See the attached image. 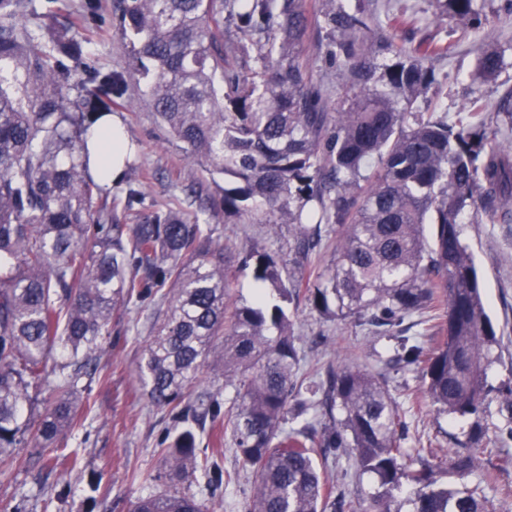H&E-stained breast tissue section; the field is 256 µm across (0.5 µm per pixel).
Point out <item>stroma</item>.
Returning <instances> with one entry per match:
<instances>
[{
    "label": "stroma",
    "mask_w": 512,
    "mask_h": 512,
    "mask_svg": "<svg viewBox=\"0 0 512 512\" xmlns=\"http://www.w3.org/2000/svg\"><path fill=\"white\" fill-rule=\"evenodd\" d=\"M485 24L468 36H460L452 24L432 21L404 29L406 45L429 39L451 44L443 63L448 78L437 90L438 98L449 111L463 109L469 99L467 73L473 68L480 44L494 45L505 53L506 65L495 80L482 84V99L492 125L506 121L499 112L501 97L512 90V0H478ZM89 57L100 66H128V51L117 29L105 36L86 35ZM125 128L135 149L134 167L128 176L141 179L146 201L183 203L188 187L220 196L223 181L197 164L187 162L182 145L163 128L137 80H130L122 99L112 109ZM213 235L236 256L258 247L269 253L288 252V231L270 232L264 224H240L223 212L209 214ZM462 236L469 244L483 287L487 312L497 332V357L488 370V382L494 389L512 386V222L508 224H466ZM153 307L120 313L110 325L99 353L102 368L91 384L76 426L64 443L77 450L80 466L68 470L58 466L54 472L41 470L39 463L16 470L0 481V512H127L128 503L139 495L164 493L172 489L205 500L211 512H245L253 493V479L243 469L232 444H225L220 461L231 479L220 488L209 489L204 479L193 477L174 484L163 478L160 454L164 438L176 433L167 413L151 404L137 377L141 349L153 320ZM299 354L298 377L328 364L345 363L383 373L404 423V447H432L441 459H448L453 438H465L468 423L436 415L430 408L415 409L408 392L422 391L420 373L413 368L392 367L387 339L376 337L353 319L324 316L307 305H299L292 314ZM316 461L330 480L338 484L353 501H361L376 492L378 483L370 474L357 471L349 454L317 456ZM152 474L144 485L138 477ZM99 479L91 487V479Z\"/></svg>",
    "instance_id": "obj_1"
}]
</instances>
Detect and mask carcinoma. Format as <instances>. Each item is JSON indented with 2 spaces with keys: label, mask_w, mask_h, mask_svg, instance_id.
<instances>
[{
  "label": "carcinoma",
  "mask_w": 512,
  "mask_h": 512,
  "mask_svg": "<svg viewBox=\"0 0 512 512\" xmlns=\"http://www.w3.org/2000/svg\"><path fill=\"white\" fill-rule=\"evenodd\" d=\"M26 0H0V478L21 465L28 440L46 467L78 458L56 446L76 424L83 379L100 372L98 354L112 315L156 296L151 338L139 362L150 402L181 426L161 449L169 479L196 474L224 482L198 452L195 427L230 436L254 494L246 512H395L394 492L412 489V512H488L484 489L509 463L488 461L477 484L464 482L478 458L496 331L460 224L512 220V147L485 125L481 96L448 114L430 94L441 41L408 47L393 33L420 20L392 0H327L319 43L343 90H332L303 57L310 37L306 0H115L113 21L132 59L127 69L85 56L79 30L107 33L100 0H80L72 25L35 33L19 22ZM434 17L478 29L477 0H432ZM502 52L475 60L472 83L495 79ZM146 80L153 111L186 155L224 176L210 208L243 224L290 227L288 255L253 250L238 260L261 288L225 320L232 255L210 225L169 203L135 224L112 220L101 170L89 168V141L112 138V114L128 81ZM144 205L138 185L124 209ZM336 226V256L315 280L305 276L322 225ZM354 318L395 340L392 366L424 380L415 404L473 419L448 467L434 452L407 465L402 421L382 377L329 365L302 387L288 307ZM422 330L404 335L405 319ZM68 355L57 362L54 355ZM218 359L224 386L202 385ZM235 392L222 413V391ZM38 401V415L26 405ZM317 412L299 427L288 423ZM348 452L380 491L348 499L318 468ZM444 469L445 484L435 470ZM128 512H206L178 490L137 497Z\"/></svg>",
  "instance_id": "carcinoma-1"
}]
</instances>
